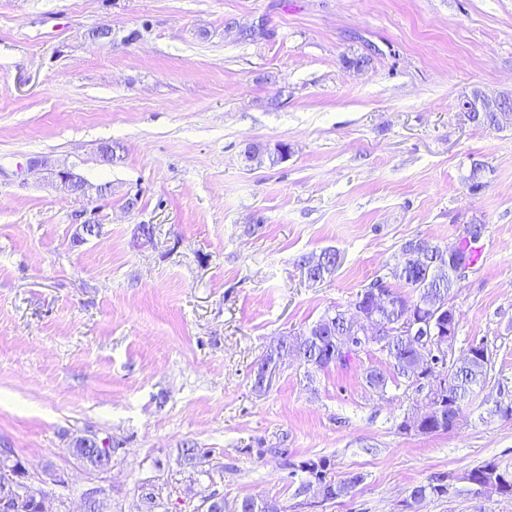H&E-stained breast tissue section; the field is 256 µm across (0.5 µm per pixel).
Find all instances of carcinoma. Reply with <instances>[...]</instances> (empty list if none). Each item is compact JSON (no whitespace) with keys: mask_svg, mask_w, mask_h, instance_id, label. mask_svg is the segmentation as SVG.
Here are the masks:
<instances>
[{"mask_svg":"<svg viewBox=\"0 0 512 512\" xmlns=\"http://www.w3.org/2000/svg\"><path fill=\"white\" fill-rule=\"evenodd\" d=\"M466 117L479 126L500 129L512 120V102L495 111L468 112ZM484 229L483 224L467 225L464 236L457 243L454 257L449 260L443 258L442 249L438 245L428 240L410 239L403 243L392 276L410 289V294L390 290L392 307L383 313V331L365 342V346H376L386 353L397 375L414 384L422 381L417 366H422L428 377L435 374V365L445 368L440 379L446 389L441 408L428 422L413 420L421 434L446 432L454 427L462 402L486 383L491 369V357L477 354L470 348L464 357L449 365L445 357L437 356L432 350L416 351L414 340L400 330L390 315L397 312L396 305L409 302L414 307L413 315L416 320L428 323L434 317L441 324L447 323L448 312L437 314L433 308L437 302L449 299L454 292L457 282L451 275L452 265L460 263L468 268L478 260L473 244L482 237ZM337 264L338 254L332 249L322 251L319 261L314 265L305 256L300 259V267L311 280L326 278ZM350 336L352 327L349 325L348 314L336 310L320 317L297 335L280 337L277 344L262 355L257 367L275 368L281 358L290 352L313 369L323 370L336 364L345 366L357 354L349 346ZM182 455L192 469L200 474L208 473L205 469L208 463L206 453L195 445L186 444ZM328 467L329 462L325 458L309 459L301 464L302 471L308 474L317 471L322 475L326 495L330 500L347 494L359 482L357 475H349L336 481L328 476ZM447 479V475L439 473L428 478L426 482L413 486L409 493L411 502L407 503L408 510L416 512L420 503L429 497H443L444 481ZM233 512H284V508L275 501H259L246 497L235 505Z\"/></svg>","mask_w":512,"mask_h":512,"instance_id":"obj_1","label":"carcinoma"}]
</instances>
